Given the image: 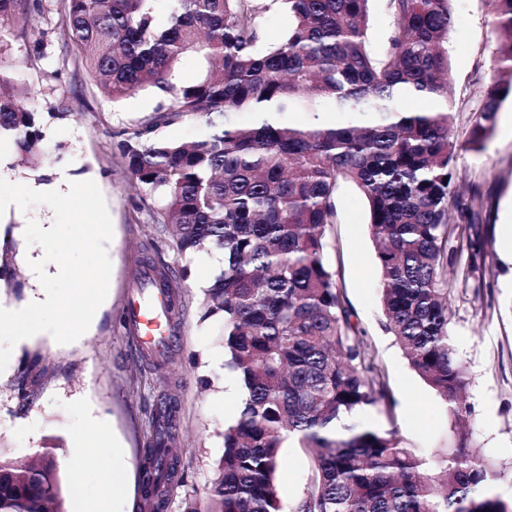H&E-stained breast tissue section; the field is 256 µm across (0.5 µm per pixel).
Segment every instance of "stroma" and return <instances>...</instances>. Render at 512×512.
Returning <instances> with one entry per match:
<instances>
[{
	"label": "stroma",
	"mask_w": 512,
	"mask_h": 512,
	"mask_svg": "<svg viewBox=\"0 0 512 512\" xmlns=\"http://www.w3.org/2000/svg\"><path fill=\"white\" fill-rule=\"evenodd\" d=\"M28 22L7 24L0 41V74L32 90L30 100L46 138L39 170L22 165L15 150L0 156V190L17 198L9 226L24 225L21 240L11 241V284L0 281V301L25 303L31 290L23 252L68 246L67 257L79 279L103 276L107 298L93 303L76 286L55 285L61 309L43 312L45 321L77 314L94 304L98 316L82 346L42 341L20 349L0 338V355L10 366L0 373V450L15 458L48 448L68 512L78 504H101L104 512H141V475L153 420L161 400L178 402L176 427L168 442L179 458L181 483L171 485L162 512H185L189 503L208 496L223 453L224 426L239 414L243 390L224 369L222 325L201 318L206 288L222 265L221 254L178 253L162 225L152 223L153 202L141 201L124 172L119 149L126 131L147 122L159 103L149 90L112 101L88 73L73 49L62 19L60 0H35ZM455 25L448 38L451 81L448 103L458 155L461 189L479 195V254L469 281H456L450 302V332L467 375L464 400L472 443L495 464L493 491L512 504V264L502 253L512 230V97L498 112L485 152L466 150L473 114L491 83L497 33L491 0H452ZM68 165L78 189L60 201L24 193L35 173ZM337 221L327 228L326 260L345 287L366 350L384 368L392 404L371 410L381 429L398 426L407 447L430 455L454 447L458 425L437 393L410 367L394 337L385 329L378 288L376 246L369 233L368 205L358 189L342 184L336 199ZM105 214L110 226L107 250L77 243L78 228ZM57 226L44 238L39 226ZM162 270L174 297L171 343L166 355L146 351L124 321L128 299L140 276ZM38 383L21 401L22 376ZM99 410L102 429L89 428L87 408ZM80 436L85 448L74 457L69 447ZM283 466L276 475L284 512H293L311 483L308 460L296 441L285 440ZM120 458L124 480L112 485L113 458Z\"/></svg>",
	"instance_id": "35a3bbf8"
}]
</instances>
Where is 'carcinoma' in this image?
Listing matches in <instances>:
<instances>
[{"mask_svg": "<svg viewBox=\"0 0 512 512\" xmlns=\"http://www.w3.org/2000/svg\"><path fill=\"white\" fill-rule=\"evenodd\" d=\"M63 0L74 49L102 91L119 101L144 89L162 98L120 148L131 182L158 199L156 223L182 255L219 252L223 268L203 290L202 319L223 322L225 369L244 390L211 491L186 512H283L276 474L286 438L311 468L294 512H512L491 491L494 473L459 432L456 447L422 455L397 427L364 420L390 400L387 375L356 339L344 288L324 261L336 192L353 184L369 206L378 245L386 329L412 369L454 418L465 369L449 329L448 255L475 242L451 210L478 218L457 190L458 145L450 110L401 103L447 97L451 0H386L392 28L372 47V0ZM494 72L469 149L481 152L502 102L512 96V0H492ZM293 18L269 44L262 19ZM30 18V0H0L4 21ZM198 75L178 78L182 58ZM27 88L0 92V131L21 161L43 162L45 134ZM331 111L328 124L320 114ZM306 121H292L293 113ZM200 124L189 142L157 130ZM459 245L450 249L451 241ZM175 400L160 403L142 475L144 507L164 505L161 482L177 456L160 455ZM0 512H66L51 452L22 464L0 452Z\"/></svg>", "mask_w": 512, "mask_h": 512, "instance_id": "carcinoma-1", "label": "carcinoma"}]
</instances>
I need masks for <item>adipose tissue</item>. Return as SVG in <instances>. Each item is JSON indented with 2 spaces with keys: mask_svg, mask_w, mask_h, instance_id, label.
Instances as JSON below:
<instances>
[{
  "mask_svg": "<svg viewBox=\"0 0 512 512\" xmlns=\"http://www.w3.org/2000/svg\"><path fill=\"white\" fill-rule=\"evenodd\" d=\"M25 263L33 290L25 306L16 308L0 303V334L9 336L14 345L29 344L40 339L64 340L81 345L93 325L97 311L87 308L82 323L61 318L52 323L44 322L38 313L58 308L60 299L51 288L52 282L69 281L73 271L65 250L51 254L26 256Z\"/></svg>",
  "mask_w": 512,
  "mask_h": 512,
  "instance_id": "adipose-tissue-1",
  "label": "adipose tissue"
}]
</instances>
